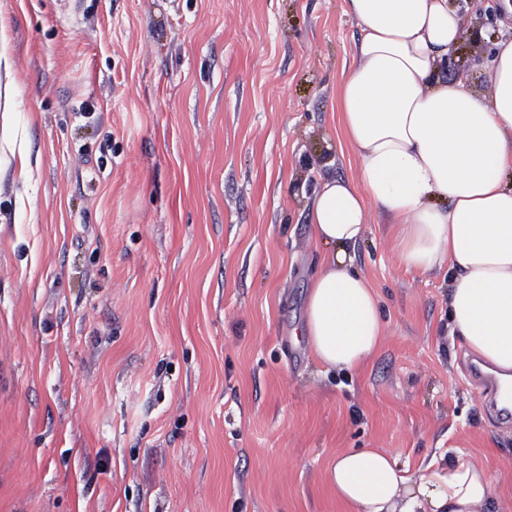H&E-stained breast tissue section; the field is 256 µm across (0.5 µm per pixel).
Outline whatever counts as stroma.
<instances>
[{
  "label": "stroma",
  "instance_id": "35a3bbf8",
  "mask_svg": "<svg viewBox=\"0 0 512 512\" xmlns=\"http://www.w3.org/2000/svg\"><path fill=\"white\" fill-rule=\"evenodd\" d=\"M503 10L449 80L486 92ZM357 35L344 0H0V512H340L345 448H464L512 485L448 278L378 213L381 352L327 372L301 334Z\"/></svg>",
  "mask_w": 512,
  "mask_h": 512
}]
</instances>
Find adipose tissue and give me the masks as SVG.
<instances>
[{"label": "adipose tissue", "mask_w": 512, "mask_h": 512, "mask_svg": "<svg viewBox=\"0 0 512 512\" xmlns=\"http://www.w3.org/2000/svg\"><path fill=\"white\" fill-rule=\"evenodd\" d=\"M359 37L340 82V139L353 150L352 178L326 179L310 210L323 246L306 303L303 334L325 370L356 371L386 336L378 293L355 270L351 248L370 208L388 224L399 262L450 272L449 328L476 355L512 370V36L497 41L489 90L445 82L448 55L469 30L448 0H344ZM326 481L344 512H487L512 493L482 463L457 457L442 469L401 466L383 448H347Z\"/></svg>", "instance_id": "adipose-tissue-1"}]
</instances>
